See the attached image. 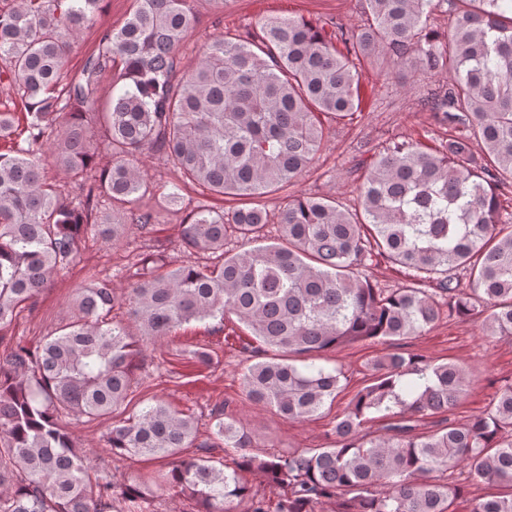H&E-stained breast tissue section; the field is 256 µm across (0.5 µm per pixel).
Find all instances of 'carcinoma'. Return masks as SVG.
<instances>
[{
    "label": "carcinoma",
    "mask_w": 512,
    "mask_h": 512,
    "mask_svg": "<svg viewBox=\"0 0 512 512\" xmlns=\"http://www.w3.org/2000/svg\"><path fill=\"white\" fill-rule=\"evenodd\" d=\"M0 6V80L24 107L0 112V334L17 310L77 262L82 240L119 243L128 227L148 230L161 211L182 213L181 245L209 263L176 264L165 252L137 255L131 286L105 280L77 290L67 319L36 347L20 342L0 358V512H153L146 482L119 484L95 470L70 425L112 419L134 383L139 338L167 336L191 321L235 316L263 347L242 376L245 397L302 422L336 399L342 372L316 364L347 343L418 336L440 318L442 301L486 336L512 338V210L497 189L512 188V0H459L447 33L428 27L443 0H364L356 31L328 17L316 24L268 18L260 31L226 33L196 67L179 73L177 51L194 30L190 0H134L122 27L102 28L75 74L69 55L94 26L105 0H13ZM341 42L345 51L337 49ZM452 75L424 99L432 122L462 128L436 148L409 138L361 163L359 201L283 191L321 151L327 124L361 110L364 61ZM115 69L112 90L101 85ZM60 131L57 167L77 178L63 200L39 154ZM109 162L99 166L100 151ZM165 158L183 184L240 204L230 211L190 206L172 185L148 181L138 156ZM158 196V208L142 206ZM111 210H102V200ZM277 220L280 235L265 228ZM234 240L243 250L226 249ZM381 256L410 271L399 288H378L366 261ZM126 308L137 332L114 320ZM372 378L338 418L331 442L269 459L250 453L252 437L225 404L210 436L197 420L151 398L109 426L118 457L170 458L193 446L235 454L172 462L168 488L192 497L197 512H449L464 486L438 474L461 468L511 492L472 499L469 512H512V380L486 412L420 435L414 418L451 411L470 387L456 362L388 353L368 363ZM404 420L393 436L365 433L375 413ZM249 471L280 490L271 504L240 476Z\"/></svg>",
    "instance_id": "obj_1"
}]
</instances>
